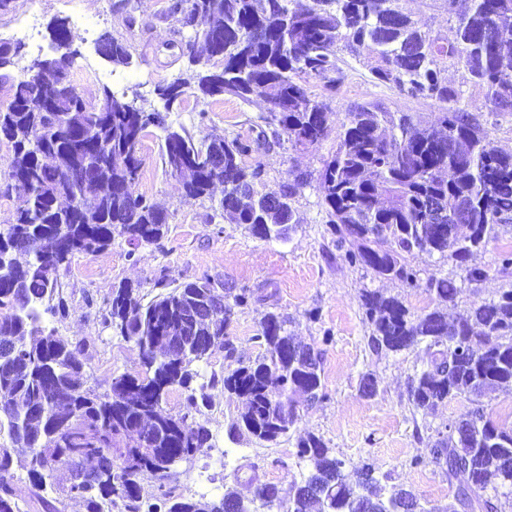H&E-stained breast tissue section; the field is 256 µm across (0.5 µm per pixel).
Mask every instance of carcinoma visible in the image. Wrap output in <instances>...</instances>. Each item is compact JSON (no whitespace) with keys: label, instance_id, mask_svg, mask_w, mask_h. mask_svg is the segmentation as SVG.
<instances>
[{"label":"carcinoma","instance_id":"cac0c4a2","mask_svg":"<svg viewBox=\"0 0 512 512\" xmlns=\"http://www.w3.org/2000/svg\"><path fill=\"white\" fill-rule=\"evenodd\" d=\"M445 31L424 28L401 0H172L165 16L192 30L185 42V73L155 86L171 109L191 89L205 97L229 95L265 104V124L274 142L295 150L318 146L332 112L309 90L314 81L330 92L345 74L340 54L368 51L364 64L373 78L412 98L434 101L439 112L423 120L392 112L378 101L346 109L336 148L319 173L328 224L351 260L383 280L413 282L406 258L440 255L457 266L499 228L512 224V152L498 149L479 120L462 106L461 92L442 79L449 69L468 73L483 94L489 115L512 112V0H441ZM20 46L0 39V71L11 81V97L0 110V142L12 149L5 179H21L24 205L0 223V425L12 447H0V512H20L14 488L15 449L25 453L31 494L40 497L51 472L62 468V492L85 512H228L232 488L219 500L188 499L176 493L167 464L211 447L199 420L209 394L192 387L193 365L214 351L236 362L220 379L224 390L246 402L234 429L260 442L288 435L296 418L295 396L322 398L319 357L288 332V320L264 315L254 339L262 357H235L227 332L232 310L247 304L244 293L224 289V312L193 321L191 310L212 297L208 278L173 288L143 303L129 284L112 291L107 323L134 342L141 374L112 378L110 391L86 388L82 365L68 340L41 325L58 278L77 254L98 253L121 236L137 243L160 241L167 213L139 194L141 142L147 128L161 129L167 169L183 178L185 198L210 195L216 167L224 176V214L255 238L280 241L296 223L294 199L306 184L301 175L260 192L261 169L244 167L251 145L237 138L196 139L166 124L160 112L136 96L100 90L93 104L72 85L70 64L39 84L28 69L7 74ZM98 52L116 66L130 64L129 46L103 35ZM436 202L444 230L429 212ZM426 290L452 303L455 281L430 275ZM371 325L369 345L399 352L423 343L426 368L411 380L410 398L428 411L459 395L473 397L471 414L437 441L433 461H445L448 478L475 480L474 499L485 512H498L499 497L512 496V427L486 416L479 398L489 390H512V290L473 306L450 322L440 310L413 315L394 296L362 295ZM172 390L186 392L176 414L160 406ZM156 419L147 448L138 446L141 425ZM297 456L311 465L302 493L258 484L261 507L286 512H404L416 499L395 486L382 496L369 470L351 485L341 461L322 438L296 442Z\"/></svg>","mask_w":512,"mask_h":512}]
</instances>
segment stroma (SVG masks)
<instances>
[{
  "label": "stroma",
  "mask_w": 512,
  "mask_h": 512,
  "mask_svg": "<svg viewBox=\"0 0 512 512\" xmlns=\"http://www.w3.org/2000/svg\"><path fill=\"white\" fill-rule=\"evenodd\" d=\"M121 0H11L8 12H0V38L11 37L18 21L35 20L38 36L49 42V24L54 18L76 24L78 15L93 22L91 37L77 40L78 58L99 72L97 80H86L71 71L70 80L78 92L94 100L101 86L107 85L128 95H141L146 107L162 109L154 95L158 83L177 77L186 67L179 56L177 25L166 20L168 0H135L136 24H129L120 7ZM111 33L129 47V66H113L97 52V40ZM345 82L328 92L312 85L313 94L333 112L332 131L310 150H294L288 142L269 143L243 155L247 168L261 167L262 179L269 187L288 181L290 175H305L308 183L295 206L301 218L288 241H263L252 237L240 224L230 223L220 214L224 193L186 201L180 181L171 175L160 158V134L149 127L143 139V160L138 191L168 213V231L158 242L132 244L115 238L112 246L95 254L75 255L62 271L58 288L66 312H44V326L68 339L96 392L109 391L112 379L141 369L138 348L116 334L105 321L112 290L128 282L140 297L157 295L159 277L170 285L207 277L246 293L247 305L234 308L228 331L238 357L255 360L264 348L255 340L263 315L273 311L288 316L289 331L313 346L321 357L323 399L314 404L299 403L298 419L287 436L268 445L235 434L232 422L242 409L236 396L223 386L210 391L212 406L203 419L212 435L211 449L176 467L179 492L189 493L200 475H209L213 486L204 490L207 498L221 496L234 487L243 500L254 496L255 483L285 489L304 483L310 473L307 463L297 459L298 437L312 433L327 444L341 463V472L355 480L356 470L371 466L384 488L404 486L421 502L438 508L452 502L457 489L465 485L464 476L449 478L445 465L431 459V446L448 426L465 417L471 400L458 396L441 403L430 413L417 411L409 400V383L427 365L424 345L401 352L373 351L368 345L370 327L361 308L367 290H380L398 296L412 314L435 308L433 295L425 288L430 274L453 278L458 293L449 314L464 312L471 305L496 298L512 289V266L503 264L512 253V232H503L469 260L470 266L484 271L481 281L465 280L463 272L450 261L419 255L409 258L417 281L408 285L375 278L361 265L352 264L344 248L338 246L328 223L318 180L323 161L336 144L347 106L364 100L383 102L394 112H413L430 119L437 104L429 99L411 98L390 84L373 82L362 59L344 58ZM448 79L462 92L468 112L485 120L498 147L512 151V114L492 120L485 99L463 79L462 73L449 72ZM261 103H245L230 97L185 96L167 112L165 121L184 127L195 137L214 133L255 141L265 124ZM377 380V392L365 397L359 387L364 375ZM238 453L236 464L221 467L225 449ZM423 465L413 466L414 457Z\"/></svg>",
  "instance_id": "obj_1"
}]
</instances>
